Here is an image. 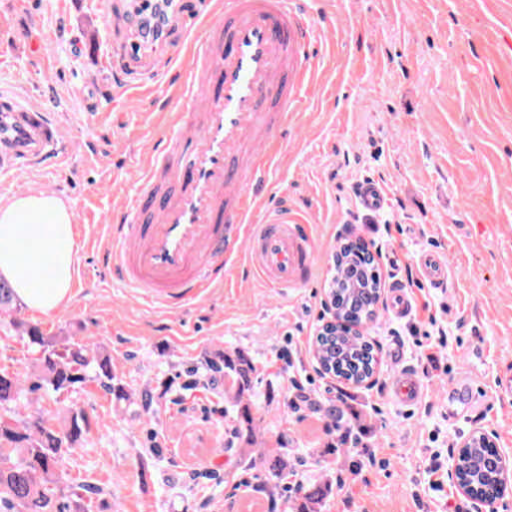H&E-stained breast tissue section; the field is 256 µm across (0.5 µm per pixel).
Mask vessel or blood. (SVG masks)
<instances>
[{
    "label": "vessel or blood",
    "mask_w": 512,
    "mask_h": 512,
    "mask_svg": "<svg viewBox=\"0 0 512 512\" xmlns=\"http://www.w3.org/2000/svg\"><path fill=\"white\" fill-rule=\"evenodd\" d=\"M172 13L204 30L194 40L185 79L175 88L191 101L190 116L175 114L173 132L146 156L139 190L124 206L127 219L107 228L100 244L113 280L147 290L163 311L203 300L224 285L232 236L248 240L249 262L269 287H298L311 265L302 216L268 208V173L275 130L286 124L317 70L306 58L312 28L302 0H170ZM150 40L144 34L105 64L124 89L151 78L140 71ZM43 108L0 102V169L21 171L39 162L60 137ZM360 205L380 210L383 188L365 182ZM432 285L448 278L437 253L419 260ZM424 384L409 369L393 380V399L417 405Z\"/></svg>",
    "instance_id": "vessel-or-blood-1"
}]
</instances>
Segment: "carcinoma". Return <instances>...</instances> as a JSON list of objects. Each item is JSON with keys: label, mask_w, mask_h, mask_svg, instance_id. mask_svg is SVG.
<instances>
[{"label": "carcinoma", "mask_w": 512, "mask_h": 512, "mask_svg": "<svg viewBox=\"0 0 512 512\" xmlns=\"http://www.w3.org/2000/svg\"><path fill=\"white\" fill-rule=\"evenodd\" d=\"M329 291L337 296L338 308L348 315L365 320L374 318L377 282L366 270L358 273V259L350 250L338 251L332 256ZM28 340L36 354L38 368L30 386L21 379L0 370V512H85L83 505L74 501L54 500L55 486L62 474L64 455L77 444L86 432L87 419L82 413H71L59 426L49 423L38 413L27 421H17L9 415L8 404L17 401L22 394L42 393L46 396L79 388L89 381L100 385L117 400L130 401L131 396L117 381L112 370V357L99 352L88 343L67 340L59 343L44 336L41 328L17 318L10 320ZM317 357L326 371L345 380L354 387L372 372L373 346L365 336H327L315 339ZM207 370L224 378V416L234 422L235 438L245 444L238 449L245 461L244 471L259 467L252 475L256 488L271 491L280 486L288 476H297L301 459H292L288 450L278 449L274 455L255 451V418L245 398L253 392V379L257 366L248 356L223 353L220 360H210ZM338 431L337 440L324 450L332 455L358 442L353 429L346 422V412L339 405L327 409ZM460 477L475 486L483 495L498 492L500 470L491 459L487 447L473 441L458 462ZM332 482L299 483L291 487L294 499L289 508L295 512H320Z\"/></svg>", "instance_id": "carcinoma-1"}]
</instances>
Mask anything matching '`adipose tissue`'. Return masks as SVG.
Wrapping results in <instances>:
<instances>
[{
	"mask_svg": "<svg viewBox=\"0 0 512 512\" xmlns=\"http://www.w3.org/2000/svg\"><path fill=\"white\" fill-rule=\"evenodd\" d=\"M75 265L72 213L45 193L0 201V279L29 309L47 313L69 302Z\"/></svg>",
	"mask_w": 512,
	"mask_h": 512,
	"instance_id": "ef3b65f1",
	"label": "adipose tissue"
}]
</instances>
